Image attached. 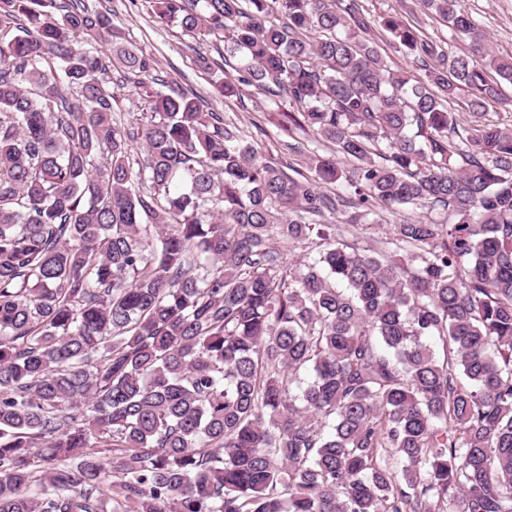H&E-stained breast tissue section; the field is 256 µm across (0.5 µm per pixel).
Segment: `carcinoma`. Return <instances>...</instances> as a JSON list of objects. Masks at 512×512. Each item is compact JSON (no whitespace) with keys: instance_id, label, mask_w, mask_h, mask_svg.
I'll list each match as a JSON object with an SVG mask.
<instances>
[{"instance_id":"obj_1","label":"carcinoma","mask_w":512,"mask_h":512,"mask_svg":"<svg viewBox=\"0 0 512 512\" xmlns=\"http://www.w3.org/2000/svg\"><path fill=\"white\" fill-rule=\"evenodd\" d=\"M145 2L333 152L262 157L106 10L0 0V512H512V126L448 111L512 56L462 0H417L457 56L357 0ZM378 210L376 251L335 224ZM366 37L375 41L385 52L388 53L390 59L388 60L389 65L392 69H408L413 70L415 75L424 76V71L419 70L415 64L412 63V59L410 57L405 56V54L395 52L386 42L387 33L382 31L380 27L375 25V27L370 31V33L366 34ZM384 52L383 50H381ZM112 90L117 96L119 107L121 109V116L124 118V123L135 122L136 118H140V113L143 112L144 103L138 95L132 84H122L119 86L112 84Z\"/></svg>"}]
</instances>
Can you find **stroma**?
I'll return each mask as SVG.
<instances>
[{"label": "stroma", "instance_id": "1", "mask_svg": "<svg viewBox=\"0 0 512 512\" xmlns=\"http://www.w3.org/2000/svg\"><path fill=\"white\" fill-rule=\"evenodd\" d=\"M86 2L112 11L113 22L123 35L135 46L157 57L161 78L193 89L207 101L210 109L220 112L226 121L252 133V142L262 155L269 158L279 156L284 136L276 127L275 101L263 91L247 85L241 88V98L224 97L211 85L208 74L198 69L196 54L218 62L222 59L223 47L186 35L178 26L162 23L154 17L145 0ZM358 2L371 16L397 14L424 35L447 40L453 53L463 54L469 49L467 41L450 39L447 28L421 13L414 0ZM464 5L487 34L493 51L504 56L512 55V0H464Z\"/></svg>", "mask_w": 512, "mask_h": 512}]
</instances>
